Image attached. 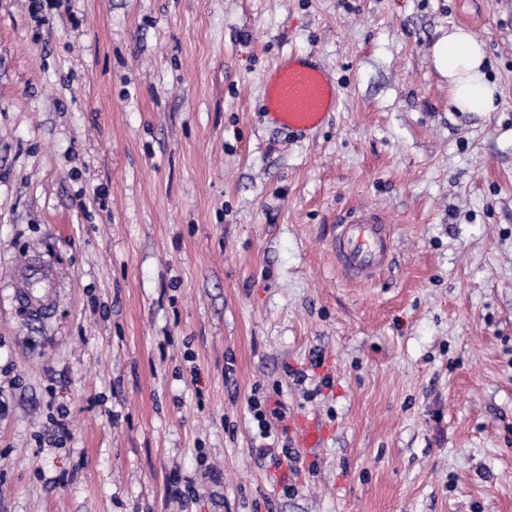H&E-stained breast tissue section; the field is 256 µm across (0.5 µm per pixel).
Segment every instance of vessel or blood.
<instances>
[{
    "label": "vessel or blood",
    "mask_w": 512,
    "mask_h": 512,
    "mask_svg": "<svg viewBox=\"0 0 512 512\" xmlns=\"http://www.w3.org/2000/svg\"><path fill=\"white\" fill-rule=\"evenodd\" d=\"M262 108L270 125L304 134L319 127L329 112L338 109L340 89L320 65L288 54L264 78ZM336 262L351 279H370L382 268L391 249L383 216L372 209L347 212L337 224ZM324 433L316 423L300 421L295 442L316 447Z\"/></svg>",
    "instance_id": "1"
}]
</instances>
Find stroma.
Here are the masks:
<instances>
[{
    "label": "stroma",
    "mask_w": 512,
    "mask_h": 512,
    "mask_svg": "<svg viewBox=\"0 0 512 512\" xmlns=\"http://www.w3.org/2000/svg\"><path fill=\"white\" fill-rule=\"evenodd\" d=\"M455 26L496 111L448 102ZM290 53L341 90L305 136ZM265 395L328 432L299 472ZM0 512H512V0H0ZM263 85L264 116L270 125L290 133L306 134L316 129L341 101L339 86L326 70L295 53L269 70ZM383 216L372 209H354L336 224V262L349 279H371L384 265L391 236Z\"/></svg>",
    "instance_id": "35a3bbf8"
}]
</instances>
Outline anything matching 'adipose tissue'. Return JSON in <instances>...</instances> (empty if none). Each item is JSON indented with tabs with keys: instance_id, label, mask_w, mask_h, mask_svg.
Here are the masks:
<instances>
[{
	"instance_id": "ef3b65f1",
	"label": "adipose tissue",
	"mask_w": 512,
	"mask_h": 512,
	"mask_svg": "<svg viewBox=\"0 0 512 512\" xmlns=\"http://www.w3.org/2000/svg\"><path fill=\"white\" fill-rule=\"evenodd\" d=\"M437 70L448 79L450 105L459 112L485 113L497 108V86L485 67L483 41L471 30L454 27L433 46Z\"/></svg>"
}]
</instances>
